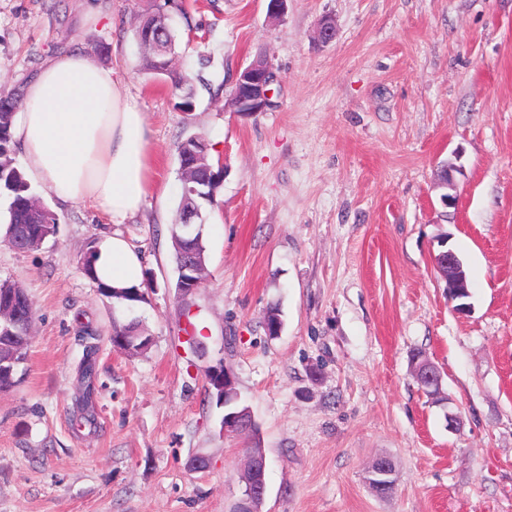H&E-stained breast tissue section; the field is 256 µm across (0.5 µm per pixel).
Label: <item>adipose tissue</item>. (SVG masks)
I'll use <instances>...</instances> for the list:
<instances>
[{"instance_id": "1", "label": "adipose tissue", "mask_w": 512, "mask_h": 512, "mask_svg": "<svg viewBox=\"0 0 512 512\" xmlns=\"http://www.w3.org/2000/svg\"><path fill=\"white\" fill-rule=\"evenodd\" d=\"M12 124L27 178L60 206L91 200L113 219L135 215L150 186L154 154L143 112L113 71L75 50L42 65L24 90ZM94 271L115 288L142 282L144 259L121 237L96 243Z\"/></svg>"}]
</instances>
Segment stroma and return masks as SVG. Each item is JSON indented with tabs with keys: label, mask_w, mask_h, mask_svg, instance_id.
<instances>
[{
	"label": "stroma",
	"mask_w": 512,
	"mask_h": 512,
	"mask_svg": "<svg viewBox=\"0 0 512 512\" xmlns=\"http://www.w3.org/2000/svg\"><path fill=\"white\" fill-rule=\"evenodd\" d=\"M157 10L178 34L189 112L168 77L141 68L135 29ZM326 15L337 36L323 46ZM81 48L143 112L152 188L115 224L35 186L55 237L28 252L0 243V280L34 310L18 383L0 391V512H231L254 446L264 512H512V0H288L276 22L267 0H0V95ZM260 52L277 75L271 107L225 108ZM193 134L226 171L202 208V354L184 341L171 241L175 147ZM112 233L154 273L146 302L113 306L79 268ZM445 245L467 273L464 313L433 265ZM130 320L152 338L134 356L110 341ZM86 329L99 345L91 425L73 411ZM416 350L438 367L443 401L412 375ZM219 364L254 432L224 434L205 380ZM200 456L208 470L191 469ZM380 456L396 469L384 496L367 481Z\"/></svg>",
	"instance_id": "35a3bbf8"
}]
</instances>
